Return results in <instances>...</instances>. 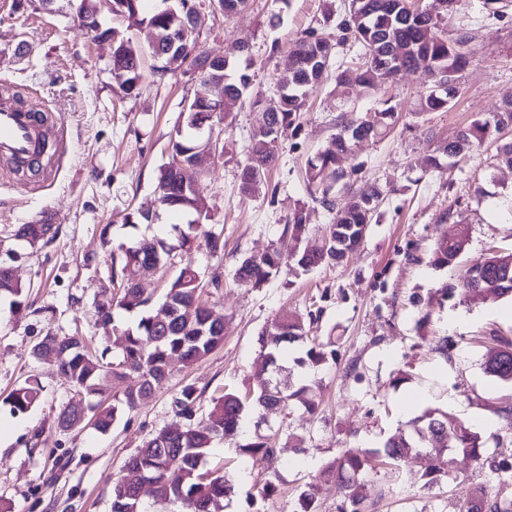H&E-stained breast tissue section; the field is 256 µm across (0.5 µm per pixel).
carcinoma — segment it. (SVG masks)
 <instances>
[{
	"label": "carcinoma",
	"mask_w": 512,
	"mask_h": 512,
	"mask_svg": "<svg viewBox=\"0 0 512 512\" xmlns=\"http://www.w3.org/2000/svg\"><path fill=\"white\" fill-rule=\"evenodd\" d=\"M140 0H112V14L122 16L135 24L147 23L168 39L179 30L183 19L195 12L190 0H177V5L161 9L148 17H140ZM324 24L335 25L338 38L316 29L308 31L293 46L296 63L288 74L280 77L276 88L280 95L278 112L273 123L276 133L290 128L303 108L308 89L320 83L335 52L336 44L352 41L363 49L362 63L354 70H343L336 75L339 85H355L369 89L379 83L396 79L400 72L414 71L420 65L438 77L455 79L467 63V46L472 36L467 32L452 33L440 26V20L413 3V0H352L350 15L334 22L333 11L325 13ZM112 32V56L109 73L113 83L127 96L137 94L143 75L142 51L134 46L124 32ZM397 36L404 52L393 54L386 43L390 36ZM245 47L224 50L218 55L216 67L224 70V93L233 99L252 97V104L260 103L252 96V76L248 68L239 66ZM159 62L156 72L164 76L183 67L189 53L178 57L151 52ZM7 98L27 104L30 111L39 109L32 102L29 89L12 84L0 88ZM452 99L446 94H426L419 100V111L434 112L448 107ZM395 108L387 106L368 112L360 118L350 119L335 137V149L311 159L307 163L306 178L312 187L314 201L328 211L336 212L327 225L321 243L305 248L295 255L296 264L312 268L332 261H341L361 245L374 213L380 191L363 185L358 189L357 200L346 210L335 211L331 192L337 182L347 176L343 161L354 152L356 142L384 134L395 118ZM512 124V101L504 102L493 120L476 119L459 132L455 140L443 149L448 156H460L474 145L492 138L504 125ZM268 132L253 134L248 147L246 163L241 170V190L247 195L260 192L267 183V172L275 166L276 158L267 148ZM200 146L190 133H176L170 138L168 148L174 158L187 160ZM156 188L159 197L168 201L167 209L183 214H197L201 201L183 185L178 170L172 167L160 169ZM123 221L135 228L140 224H152L154 219L150 205H143L127 214ZM175 242L163 237L140 239L122 250L121 277L111 279L108 287L120 289L119 296H109L108 302L98 306L100 319L109 323L114 310L135 314L133 323L121 331L122 351L116 360L106 361L109 347L100 353L86 350L78 336H45L34 346V353H54L58 373L81 396L103 397L113 395L110 406L102 402L88 405L92 410L93 426L107 432L126 409H133L148 402L157 388L166 380L173 359L191 365L218 347L224 341L222 323L210 319L211 310L202 302L204 277L196 268H181L166 288L164 303L173 308L174 315L164 322L158 320L160 311L150 306V298L139 288L131 287V280L146 275L157 266L172 261L175 250L188 252L200 246L213 255L224 253V239L204 229L202 224L174 226ZM469 241L464 224L454 225V232L441 239L433 250L432 264L436 267L452 266ZM288 268V257L274 248L260 258L243 259L235 271V281L240 285L257 286L282 275ZM499 297L512 298V251L495 252L482 263L467 269L448 291L469 292L475 284ZM10 298L17 309L23 306L25 286L0 269V297ZM308 335L300 320L283 313L271 324L266 345L270 354L268 367L256 369L251 375L253 392L259 407L286 405L297 399L307 389H273L269 387V368L277 362L282 344L291 343ZM494 346L489 348L485 359V372L490 376L512 383V339L492 337ZM137 376V383L125 384L130 375ZM41 387L36 380H28L16 388L5 400L14 415L27 413L39 401ZM198 395L191 385L182 387L173 405L177 416L192 419L196 412ZM83 402L71 403L58 417V426L70 428L84 420ZM244 408L242 399L227 392L213 400L204 421L189 428H168L149 438L129 459L126 469L144 473L154 479L161 498H172L182 503L188 512H209L220 508V503L234 493V487L222 476H209L199 472V462L206 456L214 441L228 436L237 429L239 416ZM421 426L415 432L391 436L380 448H346L336 460V471L342 484L344 497L349 506L356 508L362 500L363 485L358 481L361 474L374 470L377 457L386 458V464L395 471L413 456L421 458L422 477L425 485L432 486L448 477L451 456L463 454L480 458L486 451L482 436L459 421L452 414L438 408L429 409L419 417ZM244 454L258 461H269L274 448L265 441L241 446ZM112 512H140L139 501L129 497L125 479H119L112 490ZM464 512H512V500L492 494L486 484L470 486L465 491Z\"/></svg>",
	"instance_id": "obj_1"
}]
</instances>
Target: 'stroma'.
Returning <instances> with one entry per match:
<instances>
[{
  "mask_svg": "<svg viewBox=\"0 0 512 512\" xmlns=\"http://www.w3.org/2000/svg\"><path fill=\"white\" fill-rule=\"evenodd\" d=\"M193 2L206 18L196 53L246 45L240 62L255 75L252 91L260 103L236 104L231 125L217 126L224 152L205 163L199 180L209 206L203 223L223 236V255L203 247L176 252L172 264L142 287L161 298L165 283L187 264L205 277L219 276L222 286L208 305L224 320V342L194 365L172 361L152 399L102 433L87 423L58 427L75 391L51 358L35 355L33 347L49 333L84 337L93 348L105 340L116 343L129 317L119 312L114 325L103 324L96 313L99 287L108 283L122 247L143 236H172L173 225L183 221L171 215L132 229L123 217L153 198L158 170L170 159L169 139L199 79L156 75L147 53L148 26L129 25L104 8L98 14L102 27L124 29L145 50L140 93L124 96L107 71L110 44L74 25L69 12L44 11L38 0L17 11L13 0H0V85L27 86L48 114L50 129H62L64 137L55 178L37 192H29V179L0 168V264L11 267L28 290L20 311L0 298V400L31 376L42 386L40 403L27 414L11 415L0 403V426L9 431L0 440V501L12 512H111L113 485L146 440L204 420L225 390L248 389L263 354L260 336L285 312L304 321L320 312L310 334L336 358L308 377L294 363L304 347L289 346L276 379L285 385L305 377L306 402L315 404V413L297 402L248 411L237 437L214 442L200 468L226 472L233 481L235 494L224 512H298L305 492L316 512H339L344 498L332 466L341 450L374 448L408 430L400 406L414 394L472 426L512 405V384L488 376L483 366L485 336L512 339V299L446 291L470 265L512 250V167L497 161L500 146L512 143V127L467 156H440L436 168L424 163L512 93V0L497 13L484 0H457L447 25L471 32L473 40L460 93L448 110L419 111L420 96L436 82L427 70L361 92L332 79L311 90L297 126L274 144L269 191L252 197L240 193V168L266 112L279 107L275 83L291 66V48L319 26L326 10L344 18L350 0H249L244 12L230 18L212 11L210 0ZM389 99L398 105L394 125L358 144L345 164L355 185L336 190L340 209L352 202L357 185L382 190L361 246L338 263L306 271L292 262L286 275L263 285L236 284L242 258L275 247L293 253L321 239L332 214L309 194L307 161L332 148L338 120L362 116ZM298 211L305 229L295 237L287 225ZM35 221L54 225L55 237L34 246L17 241L15 230ZM458 223L468 228L466 252L456 265L435 268V244ZM105 226L106 241L100 236ZM444 338L450 348L442 358L434 347ZM187 384L199 394L190 421L173 411ZM480 434L488 448L485 461L457 456L452 479L432 488L408 469L397 478L382 469L368 473L365 512H461L467 485L484 481L490 461L512 462V447L497 449L495 429ZM260 438L275 446L273 462L242 453V444Z\"/></svg>",
  "mask_w": 512,
  "mask_h": 512,
  "instance_id": "obj_1",
  "label": "stroma"
}]
</instances>
